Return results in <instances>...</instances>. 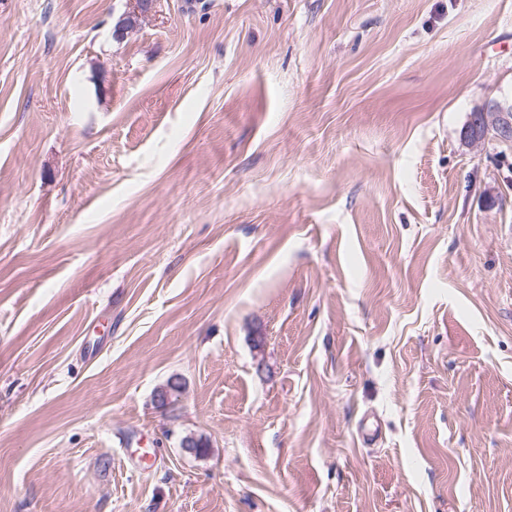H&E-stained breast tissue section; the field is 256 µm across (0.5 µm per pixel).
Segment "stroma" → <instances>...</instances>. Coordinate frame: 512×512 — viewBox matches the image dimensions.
<instances>
[{
	"label": "stroma",
	"mask_w": 512,
	"mask_h": 512,
	"mask_svg": "<svg viewBox=\"0 0 512 512\" xmlns=\"http://www.w3.org/2000/svg\"><path fill=\"white\" fill-rule=\"evenodd\" d=\"M129 9L0 0V512H512V0ZM475 112L465 130L467 139L478 142L489 129L506 139L512 136V100L494 101L477 108Z\"/></svg>",
	"instance_id": "stroma-1"
}]
</instances>
